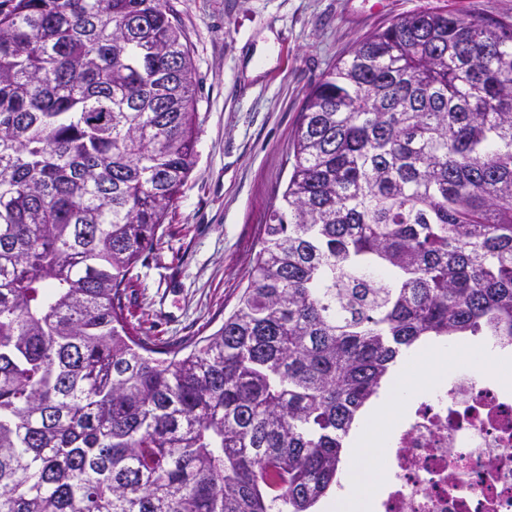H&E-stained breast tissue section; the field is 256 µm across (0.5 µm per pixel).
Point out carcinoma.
<instances>
[{"mask_svg":"<svg viewBox=\"0 0 512 512\" xmlns=\"http://www.w3.org/2000/svg\"><path fill=\"white\" fill-rule=\"evenodd\" d=\"M169 0H0V512H316L407 350L512 336V23L422 11L309 89L212 335L130 331L195 167Z\"/></svg>","mask_w":512,"mask_h":512,"instance_id":"carcinoma-1","label":"carcinoma"}]
</instances>
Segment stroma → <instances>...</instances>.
Segmentation results:
<instances>
[{"label": "stroma", "instance_id": "35a3bbf8", "mask_svg": "<svg viewBox=\"0 0 512 512\" xmlns=\"http://www.w3.org/2000/svg\"><path fill=\"white\" fill-rule=\"evenodd\" d=\"M195 68L197 161L129 272L126 314L164 341L213 334L280 206L308 90L367 34L420 11L512 23V0H170Z\"/></svg>", "mask_w": 512, "mask_h": 512}]
</instances>
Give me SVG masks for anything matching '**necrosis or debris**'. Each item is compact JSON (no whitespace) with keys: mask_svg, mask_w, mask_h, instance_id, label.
<instances>
[{"mask_svg":"<svg viewBox=\"0 0 512 512\" xmlns=\"http://www.w3.org/2000/svg\"><path fill=\"white\" fill-rule=\"evenodd\" d=\"M458 347L389 428L374 512H512V365L477 376Z\"/></svg>","mask_w":512,"mask_h":512,"instance_id":"1","label":"necrosis or debris"}]
</instances>
